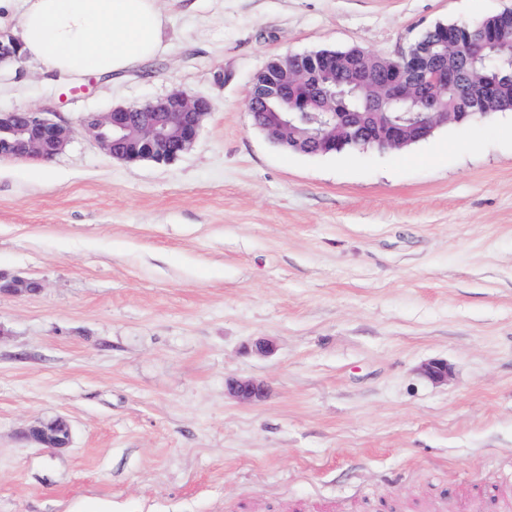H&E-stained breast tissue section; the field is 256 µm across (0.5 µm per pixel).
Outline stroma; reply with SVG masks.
Wrapping results in <instances>:
<instances>
[{"mask_svg": "<svg viewBox=\"0 0 512 512\" xmlns=\"http://www.w3.org/2000/svg\"><path fill=\"white\" fill-rule=\"evenodd\" d=\"M158 5L166 51L122 75L0 64V110L75 131L0 159V273L42 285L0 294V512H512V112L321 156L248 109L275 56L390 57L512 0ZM176 89L212 111L172 162L86 129ZM56 416L70 447L22 440ZM224 386L228 394L240 402L259 403L266 395L265 386L251 378L228 379Z\"/></svg>", "mask_w": 512, "mask_h": 512, "instance_id": "stroma-1", "label": "stroma"}]
</instances>
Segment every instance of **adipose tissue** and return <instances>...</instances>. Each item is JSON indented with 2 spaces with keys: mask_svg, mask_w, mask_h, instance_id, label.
Masks as SVG:
<instances>
[{
  "mask_svg": "<svg viewBox=\"0 0 512 512\" xmlns=\"http://www.w3.org/2000/svg\"><path fill=\"white\" fill-rule=\"evenodd\" d=\"M157 0H24L25 56L68 78L117 74L165 52Z\"/></svg>",
  "mask_w": 512,
  "mask_h": 512,
  "instance_id": "obj_1",
  "label": "adipose tissue"
}]
</instances>
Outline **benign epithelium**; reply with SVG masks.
Here are the masks:
<instances>
[{
  "label": "benign epithelium",
  "mask_w": 512,
  "mask_h": 512,
  "mask_svg": "<svg viewBox=\"0 0 512 512\" xmlns=\"http://www.w3.org/2000/svg\"><path fill=\"white\" fill-rule=\"evenodd\" d=\"M470 54L476 57L489 45L488 35L480 29L467 32ZM443 49L436 53L432 45L419 41L405 49L394 61L358 50L346 56L285 54L270 59L256 74L249 92L252 116H265L261 128L267 136L287 148L303 153H333L350 139H377L391 150L425 139L448 123H462L476 113H486L497 98L499 83L470 70L448 63L459 47L455 37L442 39ZM20 44L0 37V63L21 59ZM354 85L370 97L376 112L369 129H363L360 113L345 107L342 99L326 91L328 83ZM465 86L470 92L468 112H452L444 94L451 86ZM277 100L288 107L272 112L269 102ZM412 101L425 113V120L406 124L391 120L379 111L385 104ZM208 100L175 90L144 107L117 106L87 123L101 148L113 158L125 162L152 160L169 162L190 149L204 118L210 113ZM331 112L336 123L327 131L304 128L298 113ZM0 157L51 159L61 153L74 130L28 110L0 111ZM16 288H3L5 294H35L40 283L17 278ZM434 381L448 379V369L440 361L423 368ZM229 395L240 402L259 403L265 386L251 378L224 382ZM27 442L40 448H67L72 441L70 422L57 416L38 421L22 431Z\"/></svg>",
  "instance_id": "obj_1"
}]
</instances>
